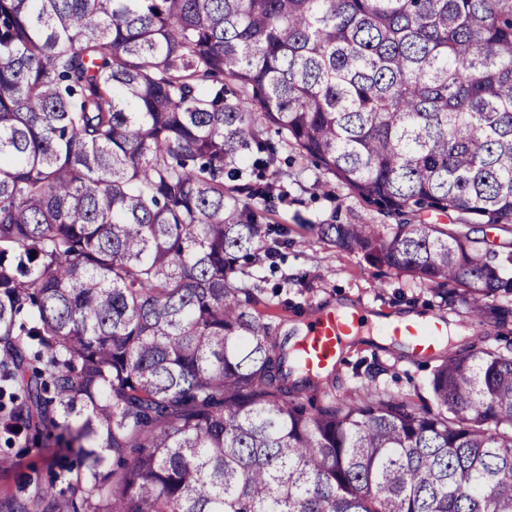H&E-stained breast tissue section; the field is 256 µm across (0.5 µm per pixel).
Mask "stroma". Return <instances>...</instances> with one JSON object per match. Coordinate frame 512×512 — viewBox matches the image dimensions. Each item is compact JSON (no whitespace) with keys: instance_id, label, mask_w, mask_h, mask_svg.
Masks as SVG:
<instances>
[{"instance_id":"obj_1","label":"stroma","mask_w":512,"mask_h":512,"mask_svg":"<svg viewBox=\"0 0 512 512\" xmlns=\"http://www.w3.org/2000/svg\"><path fill=\"white\" fill-rule=\"evenodd\" d=\"M269 171L280 191L268 217L286 231L288 243L274 261L251 269L258 285L254 309L263 322L294 339L305 319L326 309L359 308L385 318L431 312L446 320L449 330L481 334L490 346H506L499 329L474 315L463 301L444 303L440 290L429 282L373 266L324 243L312 231L316 224L388 223L377 207L301 159L292 146L280 145ZM434 364V359L412 357L405 346L365 332L349 339L340 363L329 371L326 390L342 397L377 388L414 401L427 395ZM64 467L74 477L83 472L76 455L54 441L27 447L0 437V500L34 494Z\"/></svg>"}]
</instances>
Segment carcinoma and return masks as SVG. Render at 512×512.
I'll use <instances>...</instances> for the list:
<instances>
[{"label": "carcinoma", "instance_id": "1", "mask_svg": "<svg viewBox=\"0 0 512 512\" xmlns=\"http://www.w3.org/2000/svg\"><path fill=\"white\" fill-rule=\"evenodd\" d=\"M273 132L396 219L320 240L512 323V0H0V432L89 472L0 512H512V344L301 405Z\"/></svg>", "mask_w": 512, "mask_h": 512}]
</instances>
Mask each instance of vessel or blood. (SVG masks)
<instances>
[{"label":"vessel or blood","instance_id":"obj_1","mask_svg":"<svg viewBox=\"0 0 512 512\" xmlns=\"http://www.w3.org/2000/svg\"><path fill=\"white\" fill-rule=\"evenodd\" d=\"M366 324L365 316L358 311L344 315L331 311L306 324L297 342L301 365L311 373H322L335 366L345 336ZM388 334L415 355L427 356L440 348L446 323L437 316L420 315L409 321L394 322Z\"/></svg>","mask_w":512,"mask_h":512}]
</instances>
